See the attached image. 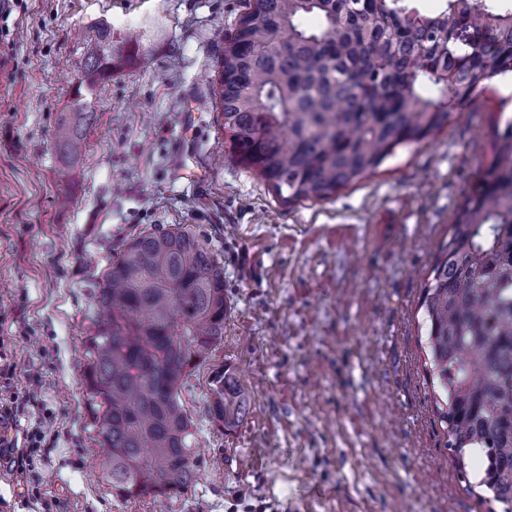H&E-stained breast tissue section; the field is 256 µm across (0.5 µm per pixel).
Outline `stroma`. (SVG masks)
I'll return each instance as SVG.
<instances>
[{
	"label": "stroma",
	"instance_id": "stroma-1",
	"mask_svg": "<svg viewBox=\"0 0 512 512\" xmlns=\"http://www.w3.org/2000/svg\"><path fill=\"white\" fill-rule=\"evenodd\" d=\"M242 0H12L0 14V353L51 420L36 476L59 512H497L466 491L434 404L419 308L432 257L492 158L512 92L493 79L421 144L319 201L285 203L233 159L218 61ZM145 35L96 84L81 163L55 134L75 111L100 23ZM191 224L218 250L224 338L182 400L202 465L181 498L117 499L86 406V341L101 277L124 239ZM231 365L249 409L207 414Z\"/></svg>",
	"mask_w": 512,
	"mask_h": 512
}]
</instances>
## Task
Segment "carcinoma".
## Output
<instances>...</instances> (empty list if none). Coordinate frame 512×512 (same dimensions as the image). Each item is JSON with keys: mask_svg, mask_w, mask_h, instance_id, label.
Returning <instances> with one entry per match:
<instances>
[{"mask_svg": "<svg viewBox=\"0 0 512 512\" xmlns=\"http://www.w3.org/2000/svg\"><path fill=\"white\" fill-rule=\"evenodd\" d=\"M254 0L219 62L224 133L238 161L285 202L325 200L512 76V8L499 0ZM310 14L316 28L303 25ZM134 31L97 27L81 64L92 88L139 54ZM96 112L81 99L56 132L67 169ZM433 257L419 308L437 415L456 465L484 460L480 498L512 512V121ZM86 401L112 494L175 499L200 469L182 402L224 337V262L188 224L126 238L98 288ZM208 415L233 431L248 398L232 367L211 372Z\"/></svg>", "mask_w": 512, "mask_h": 512, "instance_id": "cac0c4a2", "label": "carcinoma"}]
</instances>
